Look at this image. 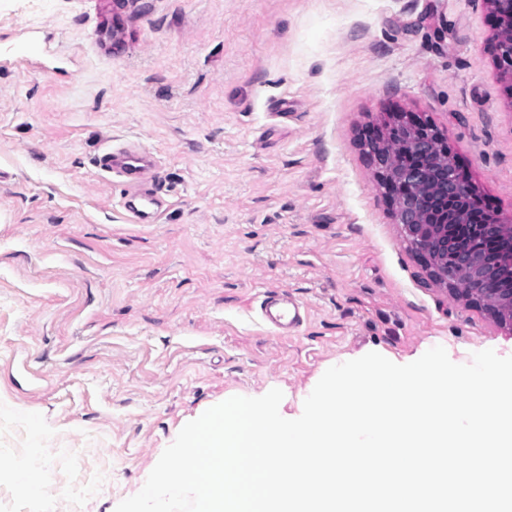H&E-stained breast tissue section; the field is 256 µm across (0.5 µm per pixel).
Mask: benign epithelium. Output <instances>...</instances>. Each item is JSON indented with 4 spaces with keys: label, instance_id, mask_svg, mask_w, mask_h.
I'll return each instance as SVG.
<instances>
[{
    "label": "benign epithelium",
    "instance_id": "7a95c632",
    "mask_svg": "<svg viewBox=\"0 0 512 512\" xmlns=\"http://www.w3.org/2000/svg\"><path fill=\"white\" fill-rule=\"evenodd\" d=\"M486 4L496 26L492 54L503 76L512 81V0H486ZM361 144L391 204L395 223L431 278L512 331V303L505 310L494 289L462 288L454 277V267L474 262L488 277L502 272L512 275V224L500 218L473 224L467 218L474 188L463 178L437 129L411 112H400L388 123L369 126ZM474 230L496 239L499 248L475 259L464 243L465 234Z\"/></svg>",
    "mask_w": 512,
    "mask_h": 512
}]
</instances>
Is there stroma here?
I'll use <instances>...</instances> for the list:
<instances>
[{
	"label": "stroma",
	"instance_id": "stroma-1",
	"mask_svg": "<svg viewBox=\"0 0 512 512\" xmlns=\"http://www.w3.org/2000/svg\"><path fill=\"white\" fill-rule=\"evenodd\" d=\"M0 0V512H114L180 421L224 395L296 398L375 349L512 354V332L417 260L360 144L413 112L512 219V81L484 0ZM55 51L20 64L21 29ZM156 162L153 224L95 165ZM305 305L296 333L267 292ZM266 323L278 336H287L303 321V306L288 298V294L269 293L262 305ZM8 475L19 492L28 498L44 500V491L37 471L28 464L18 462L8 470Z\"/></svg>",
	"mask_w": 512,
	"mask_h": 512
}]
</instances>
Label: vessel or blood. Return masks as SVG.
Listing matches in <instances>:
<instances>
[{"label": "vessel or blood", "instance_id": "b4317fda", "mask_svg": "<svg viewBox=\"0 0 512 512\" xmlns=\"http://www.w3.org/2000/svg\"><path fill=\"white\" fill-rule=\"evenodd\" d=\"M97 164L102 172L115 174L130 186L124 207L133 221L138 224L155 223L160 200L154 192L145 188L152 166L147 163L144 153L132 148L110 149L98 158ZM261 308L266 323L279 336L295 331L303 321L302 305L284 294L269 293Z\"/></svg>", "mask_w": 512, "mask_h": 512}]
</instances>
